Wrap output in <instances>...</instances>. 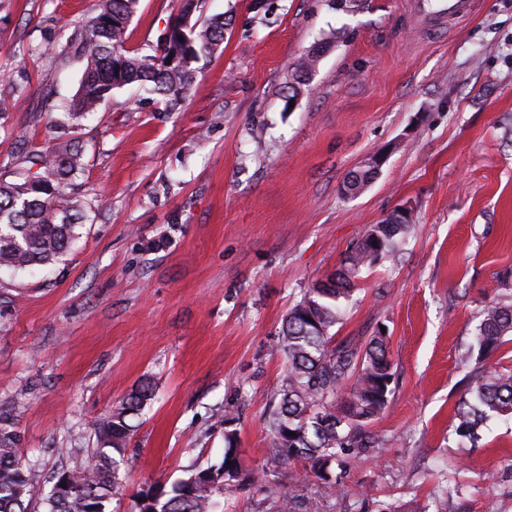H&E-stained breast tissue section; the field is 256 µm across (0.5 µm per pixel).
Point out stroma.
I'll return each mask as SVG.
<instances>
[{"instance_id": "stroma-1", "label": "stroma", "mask_w": 512, "mask_h": 512, "mask_svg": "<svg viewBox=\"0 0 512 512\" xmlns=\"http://www.w3.org/2000/svg\"><path fill=\"white\" fill-rule=\"evenodd\" d=\"M411 0H203L223 15L220 50L195 64L175 112L127 86L82 131L79 192L99 208L61 261L0 270V410L36 460L38 485L83 464L99 422L142 379L139 418L109 512H134L149 485L221 462L233 414L243 465L265 467V418L279 400L282 320L335 272L372 225L413 210L396 257L363 269L336 341L388 337L394 372L379 448L350 485L365 508L321 512H512V420L476 447L454 433L469 368L460 357L485 306L512 302V0L410 27ZM98 0H0V75L21 85L0 117V172L47 146L85 68L70 40ZM180 0H139L127 46L155 43ZM62 53H38L46 37ZM310 82L282 88L313 47ZM386 163L361 193L343 185L371 154Z\"/></svg>"}]
</instances>
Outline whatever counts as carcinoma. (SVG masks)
<instances>
[{"mask_svg":"<svg viewBox=\"0 0 512 512\" xmlns=\"http://www.w3.org/2000/svg\"><path fill=\"white\" fill-rule=\"evenodd\" d=\"M139 0H101L99 12L83 29L76 51L86 61L79 88L63 105L54 124L53 144L25 156L27 167L0 176V268L14 271L50 264L61 258L76 229L97 205L75 192L74 180L84 171L82 121L116 89L138 85L174 111L196 79L193 63L213 55L224 42V16L193 19L200 0H182L168 33L149 52L126 47L127 30ZM318 56L307 54L293 67V82L284 98L298 96ZM377 173L358 169L344 184L347 194L364 191ZM393 215L372 226L352 246L335 275L310 289L285 316L279 353L285 374L279 401L266 419L272 437L268 464L260 471L244 468L236 432L224 430V457L218 465L192 466L171 489L150 486L139 492L136 512H219L224 492L240 486L270 489V476L299 465L317 479L316 497L305 512H320L326 498L351 495L364 501L366 492L347 485L348 456L354 449L379 446L369 424L384 412L394 373L387 336L380 332L364 349L350 341L334 344L331 329L342 315L341 300L354 291L355 279L394 254L409 233ZM512 335V303L482 311L475 341L479 364L469 376L456 408L457 435L473 442L492 416L512 418V371L484 368L480 363ZM155 397V385L143 380L99 424L98 448L88 461L57 474L44 493V512H109L119 486L118 461L136 428L142 409ZM20 435L9 416L0 413V512H30L37 495L36 464L19 454ZM231 465H226V462Z\"/></svg>","mask_w":512,"mask_h":512,"instance_id":"carcinoma-1","label":"carcinoma"}]
</instances>
